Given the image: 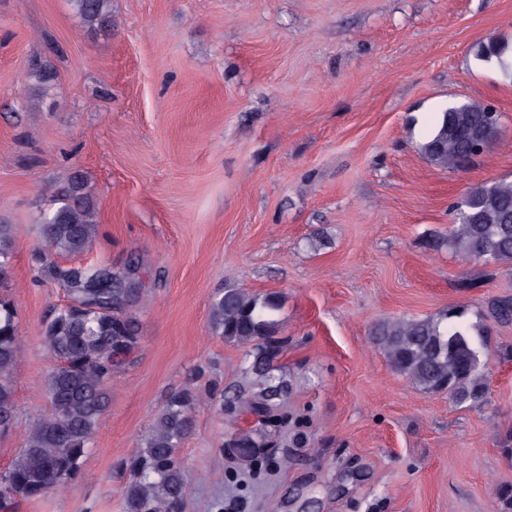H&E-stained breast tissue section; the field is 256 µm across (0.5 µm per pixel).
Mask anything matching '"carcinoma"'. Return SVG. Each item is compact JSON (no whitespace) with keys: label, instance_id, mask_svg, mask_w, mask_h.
Returning a JSON list of instances; mask_svg holds the SVG:
<instances>
[{"label":"carcinoma","instance_id":"1","mask_svg":"<svg viewBox=\"0 0 512 512\" xmlns=\"http://www.w3.org/2000/svg\"><path fill=\"white\" fill-rule=\"evenodd\" d=\"M74 13L90 29L112 31V0H69ZM39 88H53L51 67L33 71ZM469 112H443L420 145L431 165L448 171L463 167L472 129L484 124L476 104ZM55 207L41 218L42 244L32 254L41 279L65 288L70 303L43 324V337L57 365L49 374L45 394L49 413L31 425L21 453L0 472V512H13L19 500H37L72 480L79 472L93 435L108 411L112 374L129 362L138 346V324L132 310L145 292V271L137 262L123 266L94 264L63 267L53 257L87 251L95 237V203L84 178L73 173L53 194ZM448 247L463 261L512 267V180L470 189L454 206ZM13 250L12 225L0 224V280L8 272ZM281 302L274 293L250 294L231 279L209 305L211 331L225 342L249 344L244 374L261 391L252 398L239 393L262 426L276 422V400L289 390L278 360L287 348L281 335ZM486 318L512 319V297L487 302ZM489 328L452 309L438 317L402 316L377 325L375 343L391 368L419 390L446 392L458 406L476 408L487 401L488 363L484 354ZM26 349L11 301L0 297V435L14 423L12 372ZM202 394L192 387L171 393L155 416L150 435L131 462L132 480L125 487V512H183L186 467L181 443L192 433ZM232 446L255 464L260 435H236Z\"/></svg>","mask_w":512,"mask_h":512}]
</instances>
